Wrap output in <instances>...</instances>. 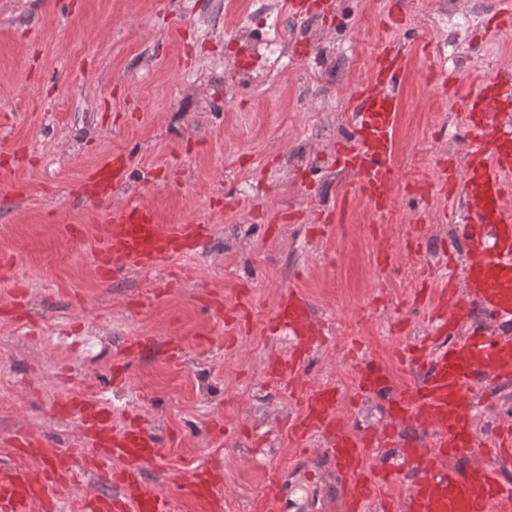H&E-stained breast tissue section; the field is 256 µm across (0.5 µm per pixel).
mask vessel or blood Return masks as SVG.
Here are the masks:
<instances>
[{"label": "vessel or blood", "instance_id": "vessel-or-blood-1", "mask_svg": "<svg viewBox=\"0 0 512 512\" xmlns=\"http://www.w3.org/2000/svg\"><path fill=\"white\" fill-rule=\"evenodd\" d=\"M284 7L294 15H330L336 3L284 0ZM488 25L495 33L512 29V0H497ZM406 58L396 44L377 53L369 78L349 102V131L334 156L357 174L355 192L380 223L387 220L397 183V88ZM463 100L464 172L441 175L435 185L438 194L456 196L461 205L457 238L466 252L463 275L449 277L437 301L427 303L426 335L401 353L411 372L406 386L396 387L385 367L372 361L358 376V394L383 402L389 421L358 434L338 412L336 388L291 392L297 413L288 423L289 436L299 444L322 441L342 480L345 512H512V482L503 476L512 467V426L478 431L470 401L483 383L512 381V336L498 329L512 321V123L497 113L512 101V71L486 75ZM128 169L120 155L94 167L88 175L93 196L110 200L125 185ZM212 232L211 225L192 221L162 223L151 206L128 202L113 207L108 224L99 228L97 261L103 274L114 278L198 250ZM476 310L493 320V327L474 326ZM270 330L288 332L297 344L280 372L299 371L316 338L308 298L293 289L285 292ZM75 409L95 455L68 448L41 469L1 465L0 512H59L57 490L88 473L111 491L89 498L86 512H172L171 498L145 475L146 466L161 457L154 430L134 418L117 433L110 410L91 402L76 403ZM11 444L32 457L45 454V441L28 432L13 435ZM394 446L400 449L399 463L369 467L368 449ZM114 459L122 460L121 469H112ZM396 486L405 489L398 500L390 495ZM189 488L197 512H224L219 460L196 470Z\"/></svg>", "mask_w": 512, "mask_h": 512}]
</instances>
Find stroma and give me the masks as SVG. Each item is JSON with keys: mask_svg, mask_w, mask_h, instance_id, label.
Returning a JSON list of instances; mask_svg holds the SVG:
<instances>
[{"mask_svg": "<svg viewBox=\"0 0 512 512\" xmlns=\"http://www.w3.org/2000/svg\"><path fill=\"white\" fill-rule=\"evenodd\" d=\"M251 0H0V258L11 265L0 287V464L37 469L10 437L25 430L55 448L80 443L76 400L100 399L115 425L138 416L168 445L145 474L196 512L184 488L206 459L223 464L224 512H344L336 468L319 441L291 442L285 422L296 412L287 380L271 369L293 342L266 325L288 290L303 292L323 326L324 342L301 371L304 387H338L341 415L357 431L381 426L382 406L354 400L358 366L383 361L397 384L409 375L396 353L425 322L422 289L410 252L454 242L443 222L444 197L416 203L408 189L425 171L415 152L441 131L426 94L435 46L427 36L407 50L395 133L398 175L391 223L377 227L368 202L353 197L334 231L317 216L338 187L308 172L279 174L280 155L303 133L341 141L322 110L299 109L305 70L293 62L267 84L229 92L222 70L238 60L224 21L240 20ZM385 0H337L358 58L349 78L368 77L376 48L396 43L384 23ZM227 18V19H228ZM469 57L465 89L512 58V32L475 26L462 43ZM126 155L131 178L115 202L138 200L167 224L194 219L214 235L190 257L163 260L158 273L102 279L94 256L110 205L86 199L88 172ZM259 214L248 238L235 236L246 202ZM391 247L380 277L376 244ZM170 286L158 291L157 277ZM251 298L250 318L217 324L211 304L233 308ZM134 336L151 337L125 354ZM179 343V357L169 355ZM122 385L110 382L115 362Z\"/></svg>", "mask_w": 512, "mask_h": 512, "instance_id": "stroma-1", "label": "stroma"}]
</instances>
